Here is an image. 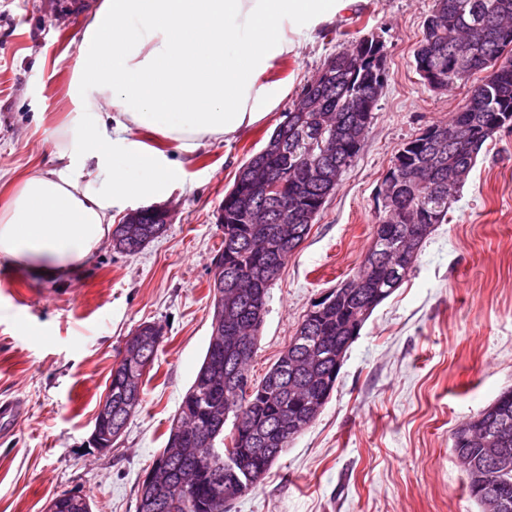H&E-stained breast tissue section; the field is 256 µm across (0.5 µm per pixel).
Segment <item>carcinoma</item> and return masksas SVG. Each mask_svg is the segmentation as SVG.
Listing matches in <instances>:
<instances>
[{
    "instance_id": "obj_1",
    "label": "carcinoma",
    "mask_w": 512,
    "mask_h": 512,
    "mask_svg": "<svg viewBox=\"0 0 512 512\" xmlns=\"http://www.w3.org/2000/svg\"><path fill=\"white\" fill-rule=\"evenodd\" d=\"M373 50V43L361 38L333 54L335 66L303 88L320 100L321 110L286 112L270 135L279 149L245 161L288 181V210L314 207L329 189L328 174L345 170L360 152L373 112L370 73L360 60ZM414 62L416 71L431 72L449 87L465 85L477 73L483 77L444 125L443 140L417 136L398 150L391 190L401 210L379 216L358 270L332 289L326 306L312 305L258 381L249 376L263 325L256 309L266 308L269 288L312 225L278 223L282 204L257 194L221 226L224 271L210 294L224 297V321L211 325L204 359L157 456L163 463V496L186 504L179 512H227L261 483L332 394L336 350H348L374 309L414 267L425 238L414 236L412 228L427 220L448 221L452 201L490 139L489 127L512 113V0H434ZM158 350L156 336L126 341L124 359L110 373L112 422H127L128 409L141 408L143 367ZM240 379L251 392L230 391ZM479 415L487 439L470 441L459 426L453 451L470 459L467 488L481 505L479 487L499 483L512 494V389ZM230 419L235 424L226 435ZM501 448L508 449L509 459L494 470L491 461Z\"/></svg>"
}]
</instances>
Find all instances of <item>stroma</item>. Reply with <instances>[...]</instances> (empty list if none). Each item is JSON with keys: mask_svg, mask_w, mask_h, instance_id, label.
<instances>
[{"mask_svg": "<svg viewBox=\"0 0 512 512\" xmlns=\"http://www.w3.org/2000/svg\"><path fill=\"white\" fill-rule=\"evenodd\" d=\"M99 0H0V204L53 147L78 109L67 94ZM434 0H356L279 60L287 95L264 123L184 159L189 184L173 220L134 255L104 240L64 278L0 264V512H44L82 489L92 512H136L142 478L193 382L211 334L215 213L328 55L377 37L386 83L363 146L303 244L272 284L250 371L262 378L314 302L359 267L378 222L383 177L404 143L448 122L468 89L436 92L414 66ZM166 338L145 396L111 452L89 444L110 371L131 333ZM512 388V132L489 139L448 221L436 225L400 288L349 348L312 426L229 512H480L452 450L456 427Z\"/></svg>", "mask_w": 512, "mask_h": 512, "instance_id": "stroma-1", "label": "stroma"}]
</instances>
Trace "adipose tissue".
<instances>
[{
  "label": "adipose tissue",
  "mask_w": 512,
  "mask_h": 512,
  "mask_svg": "<svg viewBox=\"0 0 512 512\" xmlns=\"http://www.w3.org/2000/svg\"><path fill=\"white\" fill-rule=\"evenodd\" d=\"M353 0H101L79 47L70 88L80 109L56 170H35L0 207V262L43 277L86 264L112 213L185 185L183 165L142 133L185 155L264 120L286 94L269 80L301 32ZM106 174L102 190L87 167Z\"/></svg>",
  "instance_id": "adipose-tissue-1"
}]
</instances>
